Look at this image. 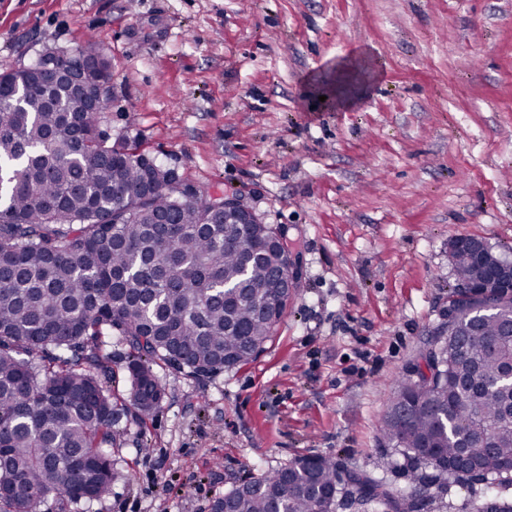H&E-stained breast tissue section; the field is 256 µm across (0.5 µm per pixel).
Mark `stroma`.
<instances>
[{
	"label": "stroma",
	"instance_id": "stroma-1",
	"mask_svg": "<svg viewBox=\"0 0 512 512\" xmlns=\"http://www.w3.org/2000/svg\"><path fill=\"white\" fill-rule=\"evenodd\" d=\"M94 38L99 125L284 229L302 278L243 366L124 418L110 494L75 512H212L232 485L331 456L408 489L379 425L448 328V243L512 261V0H0V73ZM374 59L344 109L337 70Z\"/></svg>",
	"mask_w": 512,
	"mask_h": 512
}]
</instances>
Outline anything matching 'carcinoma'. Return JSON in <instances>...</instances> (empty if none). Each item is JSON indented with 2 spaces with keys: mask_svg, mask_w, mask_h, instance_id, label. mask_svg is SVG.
Wrapping results in <instances>:
<instances>
[{
  "mask_svg": "<svg viewBox=\"0 0 512 512\" xmlns=\"http://www.w3.org/2000/svg\"><path fill=\"white\" fill-rule=\"evenodd\" d=\"M103 56L89 38L64 55L0 73V512H59L109 494L119 425L166 397L154 367L193 378L249 363L285 313L267 251L270 224H226L211 196L97 121L37 66L74 70ZM110 87L112 63L89 76ZM456 280L484 271L470 249ZM434 337L397 383L380 421L383 450L401 457L409 492L331 457L297 459L224 493L234 512H422V493L481 482L473 512H512V292L453 299ZM131 348L126 396L112 392V339Z\"/></svg>",
  "mask_w": 512,
  "mask_h": 512,
  "instance_id": "carcinoma-1",
  "label": "carcinoma"
}]
</instances>
